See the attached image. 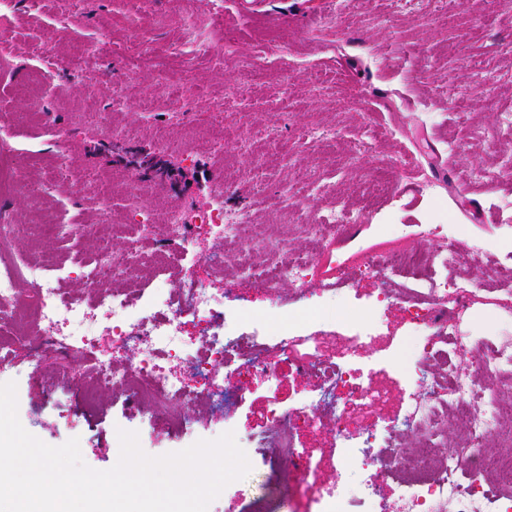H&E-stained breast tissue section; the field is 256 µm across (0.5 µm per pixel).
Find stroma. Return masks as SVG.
<instances>
[{"instance_id": "obj_1", "label": "stroma", "mask_w": 512, "mask_h": 512, "mask_svg": "<svg viewBox=\"0 0 512 512\" xmlns=\"http://www.w3.org/2000/svg\"><path fill=\"white\" fill-rule=\"evenodd\" d=\"M187 15L195 18L201 41L225 49L224 65L186 46L179 19ZM6 25L11 38L0 45V128L13 165L40 186L41 198L36 205L22 193L0 199V214L17 224L74 228L58 237L40 231L15 239V263L51 258L62 269V288L76 293L95 252L84 225L104 216L125 224L137 213L159 224L171 206L183 213L204 252L210 244L195 216L215 201L228 210L248 208L258 237L276 234L303 255L312 247L309 224L332 204H349L365 219L328 243L344 264L341 272L328 266L322 274V287L336 291L323 299L328 321L306 317L307 301L288 283L279 291V312L298 316L293 339L326 337L336 365L370 373L384 397L383 404L354 408L356 427L345 441L332 430L330 409H323L321 424L295 435L297 447L320 465L315 479L281 482L260 442L268 410L303 402L317 381L289 365L278 336L265 331L272 311L254 284L240 331L257 338L278 381L248 377L242 398L229 408L184 403L186 423L179 427L162 414L148 417L118 390H99L94 404L85 405L74 374L81 355L50 353L35 365L26 348L36 339L29 336L25 349L0 365V383L16 384L24 428L51 446L78 439L84 462L96 470L116 464L121 429L138 432L151 456L232 430L250 449L252 470L226 486L208 512H324L323 492L349 483L374 485L378 495L349 499L347 512H384L401 488L361 431L400 421L413 403L416 389L393 361L417 326L404 307L382 302L380 293L404 294L417 283L361 276L348 260L396 235L425 255L452 242L484 241L486 261L467 270L476 300L456 312L473 338L467 363L477 365L488 344L512 337V298L487 289L512 271L506 262L512 223L499 214L501 200L512 199V177L489 182L480 176L512 154V129L498 120L499 113L512 112V0L493 9L487 0H469L465 13L446 16L429 0L409 8L399 0H354L333 16L325 0H151L143 12L131 11L126 0H81L65 16L55 0H14ZM105 26L112 52L101 59L91 48ZM47 36L52 49L39 52ZM160 63L180 91L156 92ZM117 90L124 97L118 110ZM183 92L193 100L184 119L176 113ZM222 110L234 136L217 153L207 129ZM87 112L108 114L109 126L84 120ZM160 126L188 141L190 156L170 154L155 137ZM115 127L134 128L138 136H114ZM269 138L286 144V151L267 150ZM143 150L160 159L167 174L141 172L154 193L134 198L121 183ZM59 160L69 168L71 185L45 180ZM94 175L115 185L108 211L73 190ZM472 199L478 210H470ZM355 334L367 337L369 347L348 350L343 339ZM349 450L347 475L337 478L336 461Z\"/></svg>"}]
</instances>
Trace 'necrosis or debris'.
Returning a JSON list of instances; mask_svg holds the SVG:
<instances>
[{"mask_svg": "<svg viewBox=\"0 0 512 512\" xmlns=\"http://www.w3.org/2000/svg\"><path fill=\"white\" fill-rule=\"evenodd\" d=\"M196 219L207 225L212 240L211 251L201 259L207 278H187L176 292L162 296L152 295L142 286V258L136 238L129 239L123 257H115L113 241L121 232L120 225H96L93 234L97 251L84 275L85 290L74 294L60 288L49 262L19 265L11 261L10 246L18 227L7 220L0 222V362L12 358L20 337L38 336L48 349L61 355L76 351L93 354V386L87 391L88 397H95L101 388H119L154 411L175 410L203 394L224 399L228 404L242 397L244 385L221 378L213 367L217 361L240 374L275 377V370L267 364L253 337H216L203 346L185 337V326L195 321L213 325L229 313L241 312L248 302L241 287L245 281L258 283L270 304H277L284 283L301 288L315 280L321 254L316 251L299 256L289 252L287 242L276 241L265 254H241L236 280L216 291L207 288L206 282L221 274L225 242L252 240L255 226L249 211L227 210L217 202L199 212ZM136 230L138 235L160 243L153 257L157 275L182 266L194 251V242L179 212H170L163 224L138 223ZM483 253L477 243L462 250L452 245L426 260L413 248L399 244L368 255L362 267L375 274L425 270L419 288L402 304L429 325L437 322L439 302L448 291L462 293L469 286L465 280L448 283L435 275V268L451 263L473 264ZM106 335L113 336L120 346L135 347L139 360L118 362L98 353L99 340ZM468 342L465 332L453 328L413 342V361L402 371L414 382L417 398L400 423L372 427L364 433L365 441L378 444L387 462L399 472L403 492L396 512H512V497L503 493L504 488L512 486V457L484 452V441L498 429L505 408L488 403V410L478 411L479 403H487V394L473 378L477 370L512 377V343L487 347L474 370L461 361ZM283 347L296 368L314 369L321 396L333 394L336 386L345 387V398L336 406L332 428L336 436L347 437L352 406L377 398L370 382L357 378L353 369L325 358L319 342L298 351L287 340ZM176 351L181 354L184 370L192 371L197 378L198 388H190L181 373L169 366ZM434 358L444 360L443 374L427 372L426 364ZM451 407L456 410L464 440L449 446L446 465L436 467L432 464L438 447L435 429L442 414ZM317 408V401L311 399L287 410L274 407L268 412L270 453L276 460H287V479L302 480L318 469L312 457L295 448L291 439L295 425L318 424ZM402 428L417 435L416 454L421 465L411 471L395 442Z\"/></svg>", "mask_w": 512, "mask_h": 512, "instance_id": "1", "label": "necrosis or debris"}]
</instances>
